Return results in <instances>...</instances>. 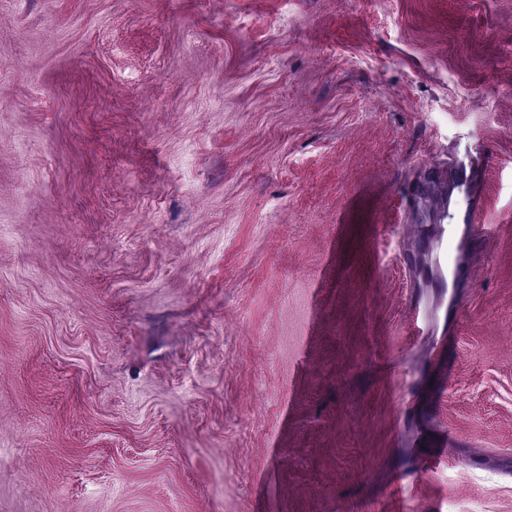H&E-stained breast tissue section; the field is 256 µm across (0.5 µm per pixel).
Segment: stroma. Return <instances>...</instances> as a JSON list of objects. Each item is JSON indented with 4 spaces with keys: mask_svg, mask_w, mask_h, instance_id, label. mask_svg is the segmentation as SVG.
Instances as JSON below:
<instances>
[{
    "mask_svg": "<svg viewBox=\"0 0 512 512\" xmlns=\"http://www.w3.org/2000/svg\"><path fill=\"white\" fill-rule=\"evenodd\" d=\"M0 512H512V0H0Z\"/></svg>",
    "mask_w": 512,
    "mask_h": 512,
    "instance_id": "35a3bbf8",
    "label": "stroma"
}]
</instances>
